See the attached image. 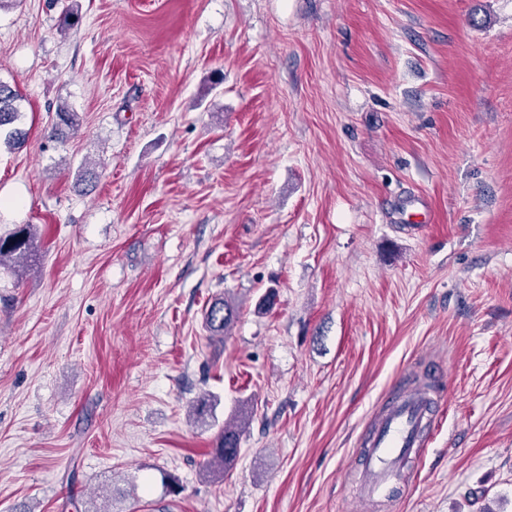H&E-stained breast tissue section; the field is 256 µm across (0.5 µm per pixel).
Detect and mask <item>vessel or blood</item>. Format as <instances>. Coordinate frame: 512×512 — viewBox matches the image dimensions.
Segmentation results:
<instances>
[{
  "label": "vessel or blood",
  "instance_id": "1",
  "mask_svg": "<svg viewBox=\"0 0 512 512\" xmlns=\"http://www.w3.org/2000/svg\"><path fill=\"white\" fill-rule=\"evenodd\" d=\"M437 422V399L430 384L406 388L372 418L355 460L357 494L382 502L406 482L409 464L420 458Z\"/></svg>",
  "mask_w": 512,
  "mask_h": 512
}]
</instances>
